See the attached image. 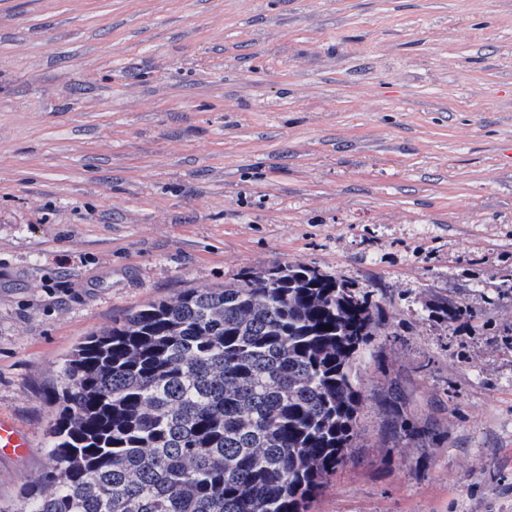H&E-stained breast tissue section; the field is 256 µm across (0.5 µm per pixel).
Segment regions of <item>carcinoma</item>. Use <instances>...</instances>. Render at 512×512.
<instances>
[{
    "label": "carcinoma",
    "mask_w": 512,
    "mask_h": 512,
    "mask_svg": "<svg viewBox=\"0 0 512 512\" xmlns=\"http://www.w3.org/2000/svg\"><path fill=\"white\" fill-rule=\"evenodd\" d=\"M382 336L374 291L290 261L132 310L67 359L50 466L13 512H307L361 436Z\"/></svg>",
    "instance_id": "carcinoma-1"
}]
</instances>
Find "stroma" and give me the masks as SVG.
Returning a JSON list of instances; mask_svg holds the SVG:
<instances>
[{
    "instance_id": "1",
    "label": "stroma",
    "mask_w": 512,
    "mask_h": 512,
    "mask_svg": "<svg viewBox=\"0 0 512 512\" xmlns=\"http://www.w3.org/2000/svg\"><path fill=\"white\" fill-rule=\"evenodd\" d=\"M283 261L399 331L311 512H512V0H0V512L79 340ZM421 310L427 313V317L433 318L434 321H440L441 323L454 322L463 315L467 314V311L458 305L457 303L448 300L446 297L438 295H430L420 302ZM30 448L28 434L13 420L0 415V457L21 456Z\"/></svg>"
}]
</instances>
